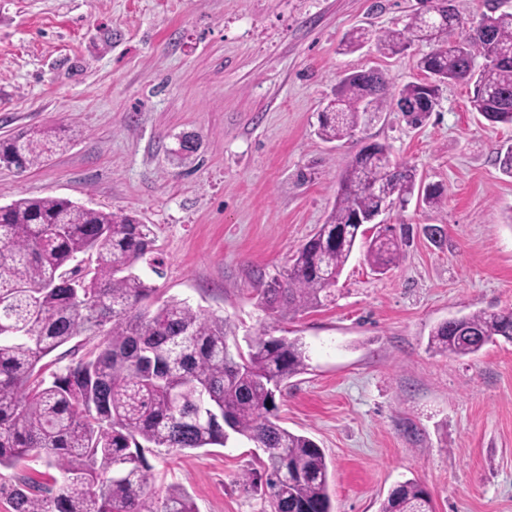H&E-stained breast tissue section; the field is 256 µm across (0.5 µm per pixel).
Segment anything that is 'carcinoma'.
I'll list each match as a JSON object with an SVG mask.
<instances>
[{
    "mask_svg": "<svg viewBox=\"0 0 512 512\" xmlns=\"http://www.w3.org/2000/svg\"><path fill=\"white\" fill-rule=\"evenodd\" d=\"M371 40L387 56L415 40L429 45L418 61L428 80L394 91L379 70L343 76L319 114L322 139L349 138L367 111L393 104L420 123L451 83L473 87L471 107L487 121L512 124V11L466 21L450 8L440 23L427 7L402 29L350 31L341 51ZM70 140L61 126L25 131L0 140V164L38 167ZM443 196L439 184L421 187L415 168L390 164L383 145L364 158L356 154L325 224L297 248L285 280L254 274L261 303L280 315L325 305L365 234L355 215L386 202L404 207L413 197L431 207ZM150 234L131 213L64 198H20L0 207V470L44 457L60 472L50 483L0 477V496L13 512H196L175 486L154 504L144 450L222 447L235 434L265 449L261 472L243 474L242 483L259 489L271 512H332L323 449L272 421L276 395L307 367L302 342L264 334L237 351L223 317L184 300L158 303V288L136 273L146 262L161 275ZM405 239L406 230L384 226L364 241L366 262L389 270ZM81 336L98 342L64 370L44 375L41 360ZM500 337L512 341V309L443 321L428 346L464 357ZM379 512H433L432 499L408 479Z\"/></svg>",
    "mask_w": 512,
    "mask_h": 512,
    "instance_id": "cac0c4a2",
    "label": "carcinoma"
}]
</instances>
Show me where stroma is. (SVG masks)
Masks as SVG:
<instances>
[{
	"mask_svg": "<svg viewBox=\"0 0 512 512\" xmlns=\"http://www.w3.org/2000/svg\"><path fill=\"white\" fill-rule=\"evenodd\" d=\"M420 0H0V139L64 125L72 141L24 173L0 166V206L67 198L138 214L163 262L161 299L230 319L239 342L301 338L307 368L288 381L279 419L326 454L333 512H378L420 480L435 512H512V342L442 356L431 329L512 308V176L498 156L512 127L444 87L418 126L367 113L326 143L318 115L339 78L377 68L394 87L424 80L427 47L342 54L350 29L404 28ZM200 137L192 160L171 151ZM447 194L382 218L410 227L398 264L375 273L355 253L330 302L270 315L255 271L277 277L331 211L338 180L369 143ZM265 454L244 439L147 451L153 494L178 486L197 512H270L238 479Z\"/></svg>",
	"mask_w": 512,
	"mask_h": 512,
	"instance_id": "obj_1",
	"label": "stroma"
}]
</instances>
